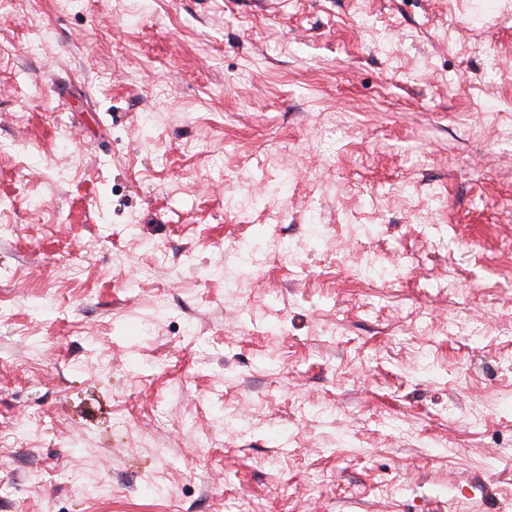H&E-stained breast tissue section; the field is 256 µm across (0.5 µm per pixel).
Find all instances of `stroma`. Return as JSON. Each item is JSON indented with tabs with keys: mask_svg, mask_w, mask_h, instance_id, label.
Returning <instances> with one entry per match:
<instances>
[{
	"mask_svg": "<svg viewBox=\"0 0 512 512\" xmlns=\"http://www.w3.org/2000/svg\"><path fill=\"white\" fill-rule=\"evenodd\" d=\"M0 512H512V0H0Z\"/></svg>",
	"mask_w": 512,
	"mask_h": 512,
	"instance_id": "35a3bbf8",
	"label": "stroma"
}]
</instances>
